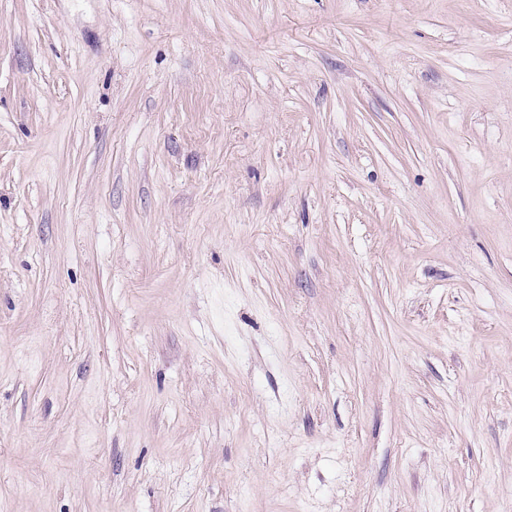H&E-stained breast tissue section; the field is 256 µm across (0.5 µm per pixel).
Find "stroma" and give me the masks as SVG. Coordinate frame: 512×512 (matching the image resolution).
Instances as JSON below:
<instances>
[{
    "label": "stroma",
    "mask_w": 512,
    "mask_h": 512,
    "mask_svg": "<svg viewBox=\"0 0 512 512\" xmlns=\"http://www.w3.org/2000/svg\"><path fill=\"white\" fill-rule=\"evenodd\" d=\"M0 512H512V0H0Z\"/></svg>",
    "instance_id": "obj_1"
}]
</instances>
